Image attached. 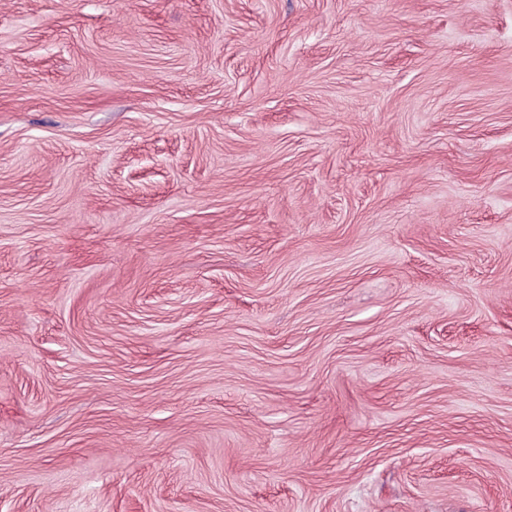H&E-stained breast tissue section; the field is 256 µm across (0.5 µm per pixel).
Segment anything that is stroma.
I'll return each mask as SVG.
<instances>
[{
  "mask_svg": "<svg viewBox=\"0 0 512 512\" xmlns=\"http://www.w3.org/2000/svg\"><path fill=\"white\" fill-rule=\"evenodd\" d=\"M0 512H512V0H0Z\"/></svg>",
  "mask_w": 512,
  "mask_h": 512,
  "instance_id": "1",
  "label": "stroma"
}]
</instances>
